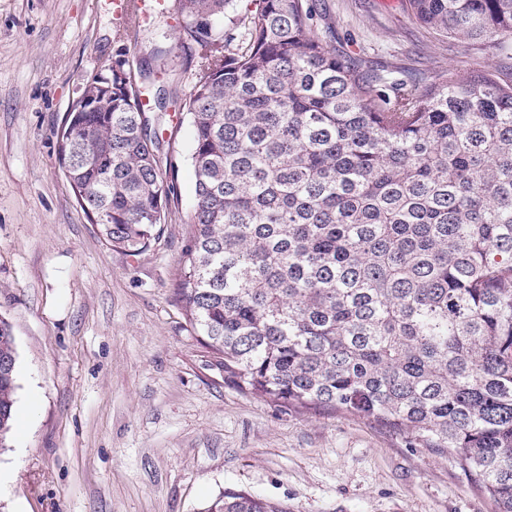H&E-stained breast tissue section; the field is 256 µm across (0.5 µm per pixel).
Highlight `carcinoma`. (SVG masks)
Returning a JSON list of instances; mask_svg holds the SVG:
<instances>
[{
  "label": "carcinoma",
  "instance_id": "obj_1",
  "mask_svg": "<svg viewBox=\"0 0 512 512\" xmlns=\"http://www.w3.org/2000/svg\"><path fill=\"white\" fill-rule=\"evenodd\" d=\"M198 49L185 103L196 202L175 296L238 391L351 415L451 456L512 512V83L453 68L391 83L336 53L309 0H171ZM440 36L512 51V0H406ZM112 65V111L59 158L106 245L164 233L166 141L144 72ZM17 350L0 319V447ZM206 512H288L243 491Z\"/></svg>",
  "mask_w": 512,
  "mask_h": 512
}]
</instances>
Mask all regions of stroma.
<instances>
[{
  "instance_id": "stroma-1",
  "label": "stroma",
  "mask_w": 512,
  "mask_h": 512,
  "mask_svg": "<svg viewBox=\"0 0 512 512\" xmlns=\"http://www.w3.org/2000/svg\"><path fill=\"white\" fill-rule=\"evenodd\" d=\"M339 54L512 80V57L441 37L405 0H315ZM180 20L131 29L100 0H0V317L17 345L0 512H206L226 490L289 512H495L451 458L388 428L297 413L225 385L174 294L195 200L188 115H160L175 198L163 238L107 247L56 156V129L116 55L188 97Z\"/></svg>"
}]
</instances>
